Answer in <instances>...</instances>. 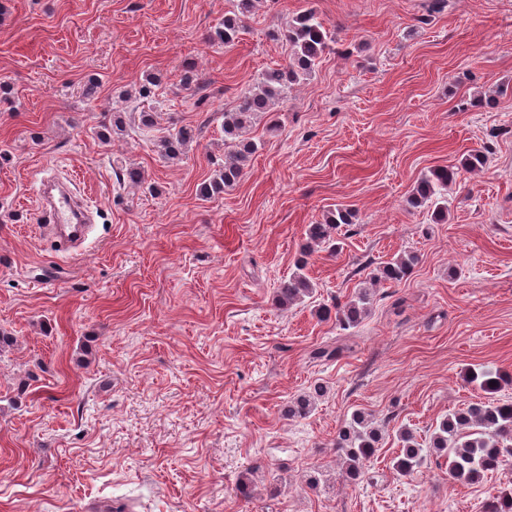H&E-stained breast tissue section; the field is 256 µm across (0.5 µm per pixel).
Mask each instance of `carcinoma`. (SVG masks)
<instances>
[{
	"instance_id": "obj_1",
	"label": "carcinoma",
	"mask_w": 512,
	"mask_h": 512,
	"mask_svg": "<svg viewBox=\"0 0 512 512\" xmlns=\"http://www.w3.org/2000/svg\"><path fill=\"white\" fill-rule=\"evenodd\" d=\"M259 2L232 0V9L224 14V21L214 28L209 40L226 46L233 44L245 19L256 13ZM274 37L288 46L287 59L276 68L262 71L240 93L233 110L224 113V162L214 170L209 182L201 185L200 194L206 198L224 192L240 180L258 150L257 143L247 136V128L259 116L271 113L275 104L285 100L293 85L312 76L334 42L313 9L298 13ZM199 80L195 66L182 68L179 75L182 88L193 89ZM197 135L198 129L180 126L161 138L158 146L165 157L176 159L196 140ZM486 164V155L474 149L465 155L458 167L431 170L413 188L408 204L413 208L430 209L437 224L445 222L448 218V186L456 183L460 170L480 171ZM352 218L349 209L338 208L328 212L324 222L308 225L303 260L298 263L297 272L282 280L276 288L274 299L277 305L284 307L313 296V285L303 273L306 257L310 256L313 246L326 245L336 250L333 231L343 224L352 223ZM417 260L415 254L397 256L379 267L371 280L399 284L410 276ZM371 305L369 289L360 288L346 303H338L332 309L321 306L316 313L322 320L335 315L336 323L346 330L358 327L368 315ZM468 379L488 394L512 383V376L492 369L472 371ZM492 382L495 383L493 387L490 386ZM313 401L314 395L296 398L288 405V416L306 417L311 412ZM400 440L402 448L393 460V468L397 473L408 476L423 465L424 449L406 429L400 431ZM336 447L343 451L346 477L355 480L380 450L379 428L370 416L357 410L338 433ZM430 447L447 456L448 475L458 482L476 483L484 475L502 469L512 461V402L491 398L457 409L435 428ZM485 512H512V493L493 497L486 504Z\"/></svg>"
}]
</instances>
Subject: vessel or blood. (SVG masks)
Segmentation results:
<instances>
[{"mask_svg": "<svg viewBox=\"0 0 512 512\" xmlns=\"http://www.w3.org/2000/svg\"><path fill=\"white\" fill-rule=\"evenodd\" d=\"M41 219L46 229H59L67 245L80 243L90 221L88 199L77 197L64 183H47L38 190Z\"/></svg>", "mask_w": 512, "mask_h": 512, "instance_id": "vessel-or-blood-1", "label": "vessel or blood"}]
</instances>
